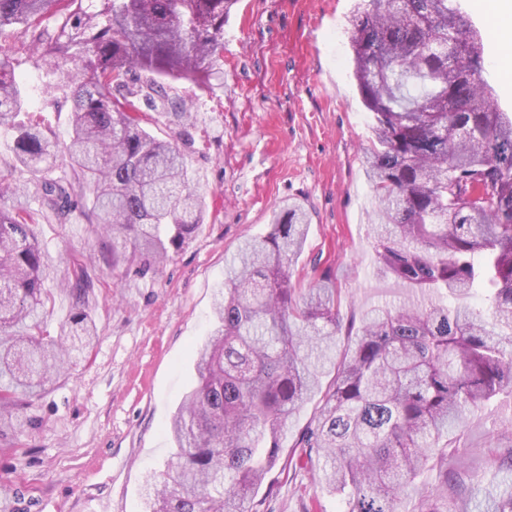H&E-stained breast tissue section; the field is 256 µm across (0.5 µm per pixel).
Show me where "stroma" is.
<instances>
[{
    "instance_id": "stroma-1",
    "label": "stroma",
    "mask_w": 512,
    "mask_h": 512,
    "mask_svg": "<svg viewBox=\"0 0 512 512\" xmlns=\"http://www.w3.org/2000/svg\"><path fill=\"white\" fill-rule=\"evenodd\" d=\"M356 0H239L224 23V72L211 87L168 85L189 103L186 126L152 111L145 127L179 141L193 186L208 205L199 232L155 271L125 274L114 287L112 254L96 247L81 213L66 222L29 196L7 208L31 212L50 259L47 287L74 266L96 276L89 300L98 338L26 409L22 429H0V512H142L146 480L171 460L169 425L196 381V350L214 322V292L244 239L265 234L283 203L304 204L310 224L295 266L303 283L329 274L343 325L372 308L419 306L432 296L377 272L371 226L378 204L362 163L372 132L353 76L349 17ZM484 45L485 77L498 107L512 113L494 59L495 40L478 0H458ZM14 64L31 112L66 138L69 89L35 48L12 36ZM320 401L312 396L285 428L282 452L258 498V512H337L296 446ZM512 492V395L472 414L448 455L456 512H488Z\"/></svg>"
}]
</instances>
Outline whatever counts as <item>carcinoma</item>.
Instances as JSON below:
<instances>
[{
    "instance_id": "cac0c4a2",
    "label": "carcinoma",
    "mask_w": 512,
    "mask_h": 512,
    "mask_svg": "<svg viewBox=\"0 0 512 512\" xmlns=\"http://www.w3.org/2000/svg\"><path fill=\"white\" fill-rule=\"evenodd\" d=\"M238 0H0V127L17 133L0 168V200L34 175L58 221L92 195L88 216L112 248V269L166 262L204 221L178 146L141 126L169 100L165 80L202 85L224 73V22ZM61 19L47 36L39 22ZM350 25L354 74L371 114L364 156L380 206V269L437 294L427 307L372 312L297 447L341 512H398L416 479L437 494L418 512H448V431L512 394V113L494 104L483 46L456 0H361ZM21 29L71 90V131L27 123L10 33ZM451 41L462 44L448 53ZM68 165L74 180L52 176ZM310 224L283 205L270 231L238 248L198 350L196 384L173 415L176 463L145 488L142 512H250L279 458L289 418L318 383L340 328L336 286L293 282ZM48 262L32 225L0 208V427L23 426L29 400L69 370L96 336L95 281L82 266L64 292L56 333ZM482 290L480 308L459 300Z\"/></svg>"
}]
</instances>
